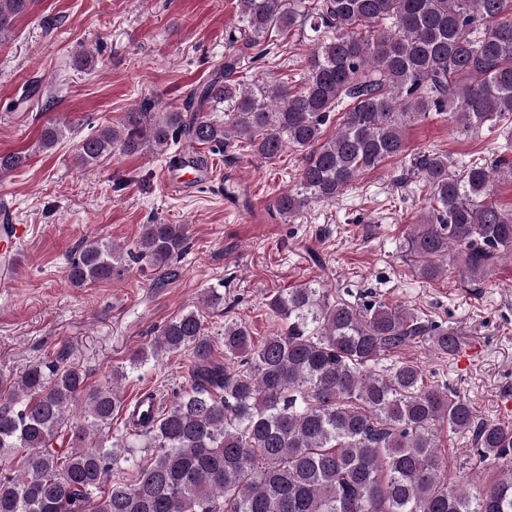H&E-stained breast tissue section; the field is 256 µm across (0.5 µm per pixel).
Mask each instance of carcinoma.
Segmentation results:
<instances>
[{
    "label": "carcinoma",
    "instance_id": "cac0c4a2",
    "mask_svg": "<svg viewBox=\"0 0 512 512\" xmlns=\"http://www.w3.org/2000/svg\"><path fill=\"white\" fill-rule=\"evenodd\" d=\"M30 0H0V40ZM242 38L228 42L215 77L183 109L126 113L79 142L84 167L164 150L184 138L221 151L245 140L273 160L302 153L295 188L276 208L294 219L312 199L332 202L365 171L406 150L405 128L430 112L465 133L512 114V0H239ZM305 25L318 33L297 91L264 78L244 86L241 58L285 46ZM344 110L324 137L331 113ZM224 112V120L210 116ZM63 137L51 125L39 147ZM29 154L0 157V178ZM415 167L430 210L409 248L418 273L437 280L448 255L472 282L512 256V210L491 200L512 161L459 172L427 151ZM182 224H144L139 252L168 263L185 251ZM132 252L85 240L67 280L87 288L124 274ZM280 329L261 343L242 322H224V358L214 356L198 309L166 322L112 380L86 386L63 359L0 374V512H512V425L479 417L470 400L426 380L414 361L394 359L417 344L449 358L460 347L450 326L401 304L358 308L319 283L266 300ZM191 358L190 387L158 415L112 428L125 409L122 382L165 353ZM468 439L498 475L452 483L438 430ZM65 443L68 448L56 447Z\"/></svg>",
    "mask_w": 512,
    "mask_h": 512
}]
</instances>
